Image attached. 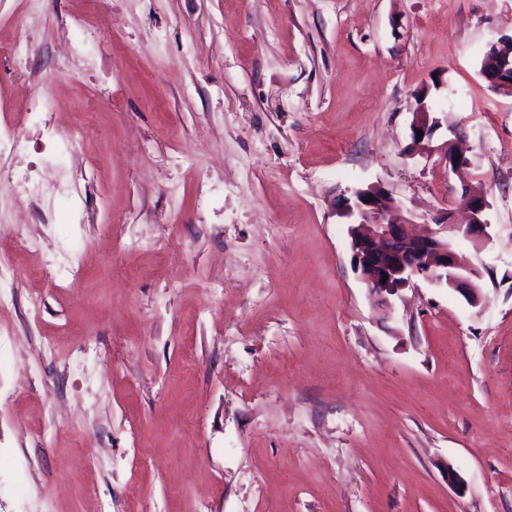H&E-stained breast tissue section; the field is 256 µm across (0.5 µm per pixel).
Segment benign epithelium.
<instances>
[{"label": "benign epithelium", "instance_id": "7a95c632", "mask_svg": "<svg viewBox=\"0 0 512 512\" xmlns=\"http://www.w3.org/2000/svg\"><path fill=\"white\" fill-rule=\"evenodd\" d=\"M482 74L492 88L512 96V50L506 53L492 50L491 57L484 61ZM438 125L439 120L430 112L417 109L411 125V150L423 153L431 150L430 142ZM419 130L423 132L420 139ZM437 152L444 167L453 172L462 168L464 155L454 148L453 139L447 140ZM342 207L347 215L357 216V221L348 225L352 268L360 274L376 305H387L390 296L417 276L458 292L472 306L482 302L481 274L453 248L446 232H456L474 243L489 240L484 195L468 194V223H446L437 229L428 224L414 227L388 193L378 186L355 191L354 199H344Z\"/></svg>", "mask_w": 512, "mask_h": 512}]
</instances>
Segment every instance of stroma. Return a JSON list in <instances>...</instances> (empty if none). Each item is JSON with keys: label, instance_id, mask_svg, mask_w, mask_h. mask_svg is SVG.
Returning a JSON list of instances; mask_svg holds the SVG:
<instances>
[{"label": "stroma", "instance_id": "1", "mask_svg": "<svg viewBox=\"0 0 512 512\" xmlns=\"http://www.w3.org/2000/svg\"><path fill=\"white\" fill-rule=\"evenodd\" d=\"M76 16L108 25L80 77L55 38ZM26 19L37 92L89 131L42 169L71 189L49 223L0 190V512H512V96L480 74L512 0ZM423 88L443 124L412 155ZM452 124L459 176L435 151ZM464 181L489 202L488 244L451 239L482 304L418 278L376 308L334 200L380 186L414 223H460Z\"/></svg>", "mask_w": 512, "mask_h": 512}]
</instances>
